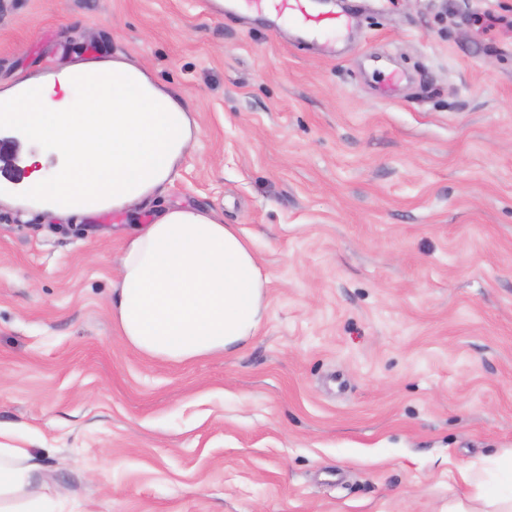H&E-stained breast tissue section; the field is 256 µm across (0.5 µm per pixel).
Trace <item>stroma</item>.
<instances>
[{"label":"stroma","mask_w":512,"mask_h":512,"mask_svg":"<svg viewBox=\"0 0 512 512\" xmlns=\"http://www.w3.org/2000/svg\"><path fill=\"white\" fill-rule=\"evenodd\" d=\"M336 55L216 0H0V82L122 54L200 130L163 205L238 225L267 315L152 360L112 289L137 215L0 168V436L63 512H447L512 491V0H343Z\"/></svg>","instance_id":"35a3bbf8"}]
</instances>
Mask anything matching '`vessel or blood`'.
I'll list each match as a JSON object with an SVG mask.
<instances>
[{
    "instance_id": "vessel-or-blood-1",
    "label": "vessel or blood",
    "mask_w": 512,
    "mask_h": 512,
    "mask_svg": "<svg viewBox=\"0 0 512 512\" xmlns=\"http://www.w3.org/2000/svg\"><path fill=\"white\" fill-rule=\"evenodd\" d=\"M245 6L260 14L288 15L292 22L308 36L340 34L350 25L345 13L316 12L310 0H243Z\"/></svg>"
}]
</instances>
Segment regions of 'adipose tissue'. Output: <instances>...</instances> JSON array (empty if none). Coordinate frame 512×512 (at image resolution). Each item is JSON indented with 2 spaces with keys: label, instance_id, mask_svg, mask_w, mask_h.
<instances>
[{
  "label": "adipose tissue",
  "instance_id": "1",
  "mask_svg": "<svg viewBox=\"0 0 512 512\" xmlns=\"http://www.w3.org/2000/svg\"><path fill=\"white\" fill-rule=\"evenodd\" d=\"M0 125L63 157L56 176L26 179L31 207L61 218L151 201L199 138L179 90L120 57L19 76L0 88ZM266 311L249 240L213 210L166 207L127 237L112 319L144 356L182 363L233 352L256 336ZM59 499L29 449L0 443V512H57Z\"/></svg>",
  "mask_w": 512,
  "mask_h": 512
}]
</instances>
